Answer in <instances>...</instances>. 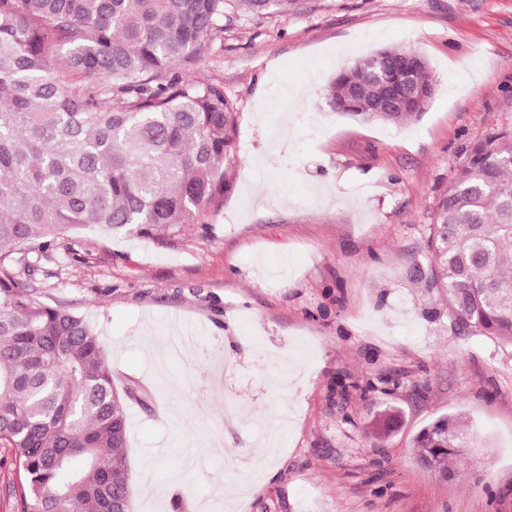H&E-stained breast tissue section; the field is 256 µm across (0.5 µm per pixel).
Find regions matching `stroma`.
<instances>
[{"instance_id":"obj_1","label":"stroma","mask_w":512,"mask_h":512,"mask_svg":"<svg viewBox=\"0 0 512 512\" xmlns=\"http://www.w3.org/2000/svg\"><path fill=\"white\" fill-rule=\"evenodd\" d=\"M387 46L431 65L421 118L331 112L336 73ZM180 74L237 108L221 201L164 240L65 233L21 278L86 319L117 385L150 393L126 406L132 512H226L229 495L237 512H512V347L460 333L417 273L464 147L512 123V0H297L242 14ZM177 320L228 374L211 415L204 365L166 350ZM448 413L483 446L460 480L412 454Z\"/></svg>"}]
</instances>
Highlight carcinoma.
Segmentation results:
<instances>
[{
    "label": "carcinoma",
    "instance_id": "1",
    "mask_svg": "<svg viewBox=\"0 0 512 512\" xmlns=\"http://www.w3.org/2000/svg\"><path fill=\"white\" fill-rule=\"evenodd\" d=\"M293 0H0V446L16 449L20 512L130 506L125 404L84 317L35 299L14 254H46L85 226L152 239L199 223L228 187L237 128L221 84L177 69L211 54L243 8ZM357 60L328 86L334 112L400 125ZM432 285L465 332L512 345V125L469 143L427 240ZM478 447L455 413L413 439L418 464L457 479Z\"/></svg>",
    "mask_w": 512,
    "mask_h": 512
}]
</instances>
